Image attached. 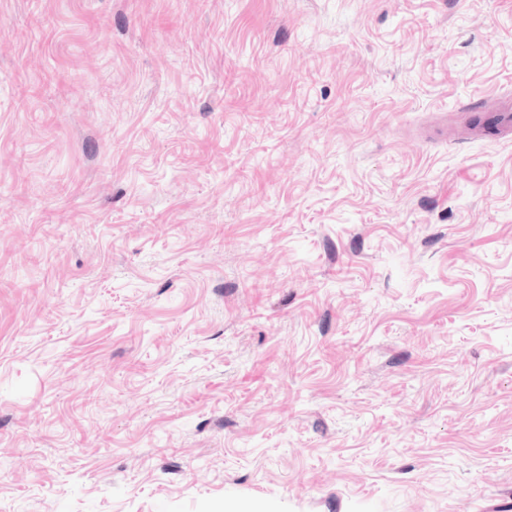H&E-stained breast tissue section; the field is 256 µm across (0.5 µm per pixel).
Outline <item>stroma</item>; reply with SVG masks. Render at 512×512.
<instances>
[{
  "mask_svg": "<svg viewBox=\"0 0 512 512\" xmlns=\"http://www.w3.org/2000/svg\"><path fill=\"white\" fill-rule=\"evenodd\" d=\"M512 0H0V512H512Z\"/></svg>",
  "mask_w": 512,
  "mask_h": 512,
  "instance_id": "stroma-1",
  "label": "stroma"
}]
</instances>
